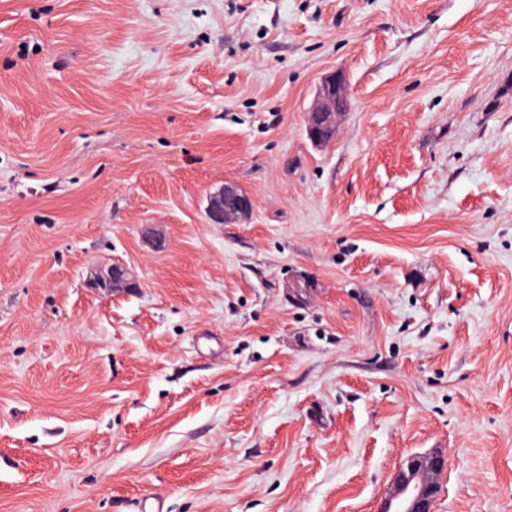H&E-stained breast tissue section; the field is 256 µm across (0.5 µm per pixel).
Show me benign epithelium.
Returning <instances> with one entry per match:
<instances>
[{
    "instance_id": "benign-epithelium-1",
    "label": "benign epithelium",
    "mask_w": 512,
    "mask_h": 512,
    "mask_svg": "<svg viewBox=\"0 0 512 512\" xmlns=\"http://www.w3.org/2000/svg\"><path fill=\"white\" fill-rule=\"evenodd\" d=\"M345 97V82L340 74L328 76L319 85L308 111L307 135L313 145L321 147L332 140L338 118L344 112L341 100ZM252 210V196L231 183L212 193L206 206L212 224L243 221ZM90 287L106 293L129 291L139 287V278L133 269L114 263L104 271L95 272L90 278ZM444 466V455L438 450L407 457L379 512H431V503L439 488V474Z\"/></svg>"
}]
</instances>
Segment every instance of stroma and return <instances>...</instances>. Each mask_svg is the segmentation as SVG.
<instances>
[{
    "mask_svg": "<svg viewBox=\"0 0 512 512\" xmlns=\"http://www.w3.org/2000/svg\"><path fill=\"white\" fill-rule=\"evenodd\" d=\"M434 450L512 512V0H0V512H379ZM346 97L342 75L332 74L319 85L308 111L307 135L317 147L328 144L336 133L338 118L345 108L341 100ZM253 210L252 196L237 185L225 183L212 193L206 212L212 224H230L247 219ZM90 288L106 293L130 291L139 288V278L135 271L120 263H114L106 270L96 271L90 278Z\"/></svg>",
    "mask_w": 512,
    "mask_h": 512,
    "instance_id": "1",
    "label": "stroma"
}]
</instances>
